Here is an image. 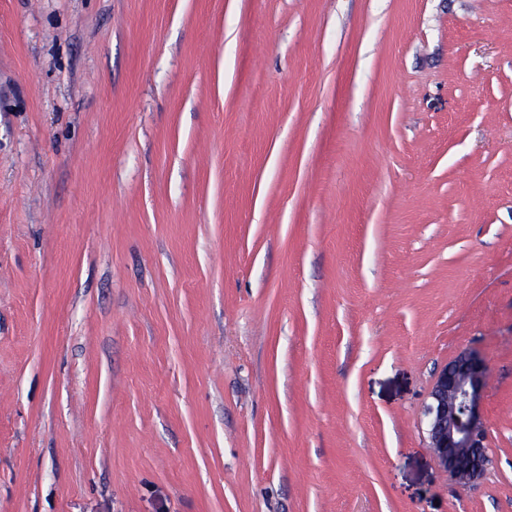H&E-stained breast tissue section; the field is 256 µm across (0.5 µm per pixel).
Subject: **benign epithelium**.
<instances>
[{"label":"benign epithelium","instance_id":"obj_1","mask_svg":"<svg viewBox=\"0 0 512 512\" xmlns=\"http://www.w3.org/2000/svg\"><path fill=\"white\" fill-rule=\"evenodd\" d=\"M488 371L485 359L460 352L439 372L423 407L429 447L439 467L456 480L474 481L491 463L480 413Z\"/></svg>","mask_w":512,"mask_h":512}]
</instances>
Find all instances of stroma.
I'll use <instances>...</instances> for the list:
<instances>
[{
    "mask_svg": "<svg viewBox=\"0 0 512 512\" xmlns=\"http://www.w3.org/2000/svg\"><path fill=\"white\" fill-rule=\"evenodd\" d=\"M0 512H512V0H0ZM488 371L485 359L460 352L439 372L423 407L429 447L456 480L478 479L492 461L480 413Z\"/></svg>",
    "mask_w": 512,
    "mask_h": 512,
    "instance_id": "35a3bbf8",
    "label": "stroma"
}]
</instances>
